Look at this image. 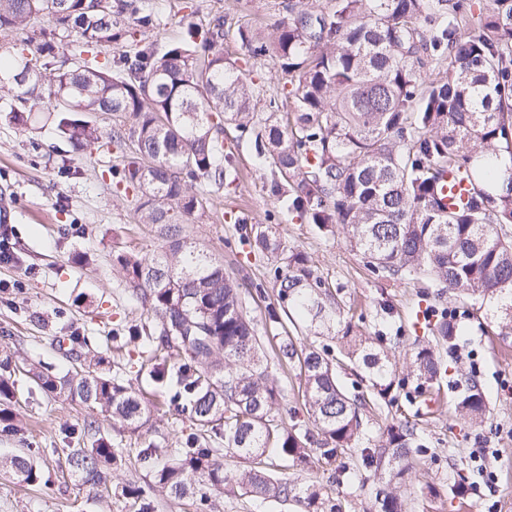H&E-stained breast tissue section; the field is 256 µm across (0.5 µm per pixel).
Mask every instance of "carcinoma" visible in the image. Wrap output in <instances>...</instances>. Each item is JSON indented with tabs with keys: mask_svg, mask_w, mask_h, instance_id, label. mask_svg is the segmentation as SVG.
<instances>
[{
	"mask_svg": "<svg viewBox=\"0 0 512 512\" xmlns=\"http://www.w3.org/2000/svg\"><path fill=\"white\" fill-rule=\"evenodd\" d=\"M93 0H0V34L42 15L72 39L79 63L59 53L55 37L41 33L14 62L0 60V99L18 124L54 113L56 128L79 154L99 142L97 129L77 112L121 114L109 141L129 150L112 166V185L134 192L139 222L156 226L162 240L153 257H116L118 286L140 308L139 320L112 336L152 353L148 377L170 393L193 432L158 465L145 487L117 485L115 492L154 512V497L210 502V494L240 495L297 505L299 512H343L317 482L298 483L272 474L263 457L274 449L281 468L304 472L315 456L331 459L360 451L373 475L371 512H406L415 465L429 441L409 420L385 426L379 439L360 447L368 418L394 401L397 388L418 404L447 380L457 392L456 411L473 425L489 419L487 391L473 372L448 367L439 348L459 333L446 304L471 299L495 309L500 335L512 333V166L508 187L492 190L501 159L512 161V0H281L280 18L264 37L242 30L254 56L272 53L288 76L292 107L275 103L255 111V89L238 60L224 56V17L205 22L186 17L183 39L160 51L140 41L102 63L94 49L119 42L133 21L154 27L151 0H112L109 12ZM233 124L254 140L271 166L273 187L288 210L310 224L343 234L347 246L379 276L393 281L428 280L438 302L424 314L430 333L416 344L398 372L402 336L357 333L346 320L347 302L319 275L310 257L288 244L272 224L245 227V241L270 255L275 299L268 320L293 312L294 328L338 343L297 349L280 337L277 365L295 366L303 385L307 420L290 427L278 418L284 394L270 377L260 336L243 306L239 285L224 263L193 241L186 224L206 215L210 197L202 186L233 183L236 169L219 135ZM454 173L468 184L467 200L444 199L443 179ZM361 370L367 390L346 391L337 367ZM23 371L39 388L111 413L122 427H149L150 410L131 384L76 358L60 377L39 363L0 362ZM15 397L0 374V424L17 428L9 409ZM224 435L210 447L208 433ZM90 446L64 448L69 472L91 487L111 485L123 452L83 430ZM244 462L224 467V454ZM42 448L0 455V472L27 484L42 482ZM450 486L427 483L433 501L469 494V476L458 464Z\"/></svg>",
	"mask_w": 512,
	"mask_h": 512,
	"instance_id": "1",
	"label": "carcinoma"
}]
</instances>
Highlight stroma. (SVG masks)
<instances>
[{
    "label": "stroma",
    "instance_id": "obj_1",
    "mask_svg": "<svg viewBox=\"0 0 512 512\" xmlns=\"http://www.w3.org/2000/svg\"><path fill=\"white\" fill-rule=\"evenodd\" d=\"M278 0H156L158 23L142 30L130 26L125 40L97 47L99 60L112 58L140 40L158 48L183 37L182 18L196 13L201 19L224 17L226 56L238 59L257 93V110L277 101L281 111L291 104L283 91V79L271 56L252 57L242 45L238 31L249 28L260 34L271 31L278 19ZM224 150L235 161L238 178L213 193V207L202 222L188 225L191 237L224 262L230 277L242 282L244 306L258 326L265 345H273L281 328L269 322L265 309L274 299L275 263L253 251L243 240V223L275 224L284 239L309 254L320 275L331 287L341 289L350 305L347 314L363 334L383 330L401 331L404 350H411L425 335L417 328L415 314L431 305L423 284L382 279L365 260L350 250L342 236L322 232L288 211L272 191L269 165L258 158L252 140L235 125L224 127ZM63 144L52 121L23 127L0 112V235L7 237L14 260L0 264V359L18 355L54 366L66 374L71 361L59 341L79 335L90 337L89 357L102 358L106 370L126 365L137 371L147 365L149 353L131 343L122 347L109 342L112 331L134 323L140 310L118 286L115 259L121 253L153 255L159 241L153 226L141 224L135 214L132 194L103 180V171L120 163L122 156L112 145L97 147L74 161V175L60 176L58 154ZM387 302L392 316L376 327L378 302ZM444 361L453 367L475 370L489 393L491 414L481 427L456 417V393L442 386L421 407L419 429L430 442L418 483L445 484L453 471L449 458L469 469L479 466L475 452L499 449L478 494L467 499L442 497L432 504L415 498L409 512H512V335L498 333V319L485 310L476 311L465 322L454 348L444 350ZM272 376L285 395L280 416L285 425L305 420L298 372L272 367ZM15 398L11 404L22 422L12 436L0 435V453L16 448H64L77 442L84 421H95L102 436L123 450L127 465L117 482L145 484L154 463L164 461L170 449L179 447L182 430L190 422L174 407L161 404L144 381H134L151 405L152 427L148 433H133L112 420L110 413L88 407L63 396L44 393L25 374L12 376ZM152 447V460H141L138 451ZM51 476L50 487L30 486L0 474V512H137L133 500L113 496L95 498L80 478L59 477L57 457L39 461ZM213 506L202 509L192 500L158 499L155 512H296L294 503L254 500L245 496H216Z\"/></svg>",
    "mask_w": 512,
    "mask_h": 512
}]
</instances>
